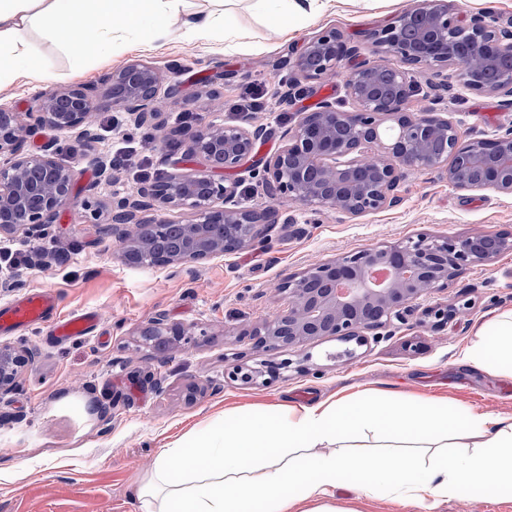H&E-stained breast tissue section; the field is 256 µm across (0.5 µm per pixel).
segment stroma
Wrapping results in <instances>:
<instances>
[{
    "label": "stroma",
    "instance_id": "stroma-1",
    "mask_svg": "<svg viewBox=\"0 0 512 512\" xmlns=\"http://www.w3.org/2000/svg\"><path fill=\"white\" fill-rule=\"evenodd\" d=\"M414 4L340 0L337 7L297 21L285 44L249 0H234L229 9L249 32L250 48L227 53L212 41L178 37L147 48L129 40L117 44L111 57H90L80 66L68 48L31 28L24 34L25 46L48 77H18L0 86V101L23 112L39 93L76 86L92 87L101 100L108 94L106 76L139 61L157 68L166 83L180 86V98L170 100L166 111L190 110L203 120L219 116L230 121L234 115L225 111V103L237 99L250 81H261L268 90V109L253 113L249 122L265 128L266 137L238 169L224 174L225 183L236 186L239 207L261 209L268 201L254 171L284 145L285 132L301 113L325 100L346 110L353 107L345 84L353 66L349 60L304 95L283 102L284 84L292 78L285 61L288 48H301L327 28L336 29L345 41H358ZM448 75L450 90L439 110L462 138H494L512 129V106L498 95L463 88L456 68H449ZM113 114L109 106L91 112L98 134L92 143L46 127L25 142L29 151L55 142L59 160L74 170V198L44 232L0 241V302L51 287L62 296L63 313L93 310L100 324L98 336L59 345L48 341L43 327L0 333V342L35 353L21 371L17 389L0 397V512H135L132 489L151 472L158 452L193 443L231 421L236 411L260 417L281 404L382 389L408 398H442L455 410L512 415V378L492 375L465 358L477 329L512 309V250L491 264L468 267L448 289L427 296L430 304L461 295L472 302L469 313L443 331H431L415 314L407 322L394 320L375 330L350 358L342 354L343 343L333 338L268 352V359L291 362L271 386L241 387L224 380L225 365L253 360L247 332L282 308L284 301L273 286L284 273L420 231L512 235V196L492 188L463 191L439 172L408 170L396 206L355 219L328 208L297 207L269 226L266 247L189 263L179 271L140 268L124 263L118 241L106 231V217L91 218L82 200L92 194L106 204L142 180L191 174L199 165L185 149H168L175 127L165 120L155 124L154 142L137 148L142 170H114L101 177L113 144L132 129L127 123L114 133ZM50 239L56 246L49 250L46 266L15 265L1 258L5 252L32 255ZM159 313L175 323L205 324L209 334L164 357L138 347L137 329ZM416 342L422 349L415 353L410 346ZM146 372L161 380L162 392L143 380ZM194 382L201 391L190 402L186 389Z\"/></svg>",
    "mask_w": 512,
    "mask_h": 512
}]
</instances>
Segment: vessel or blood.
<instances>
[{"instance_id": "b4317fda", "label": "vessel or blood", "mask_w": 512, "mask_h": 512, "mask_svg": "<svg viewBox=\"0 0 512 512\" xmlns=\"http://www.w3.org/2000/svg\"><path fill=\"white\" fill-rule=\"evenodd\" d=\"M98 321L99 316L93 311L61 314L60 296L51 288L32 290L0 303V330L4 332L46 324L55 340L66 342L93 333Z\"/></svg>"}]
</instances>
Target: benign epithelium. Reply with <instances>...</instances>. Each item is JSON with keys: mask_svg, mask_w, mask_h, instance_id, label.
I'll return each instance as SVG.
<instances>
[{"mask_svg": "<svg viewBox=\"0 0 512 512\" xmlns=\"http://www.w3.org/2000/svg\"><path fill=\"white\" fill-rule=\"evenodd\" d=\"M369 57L349 73L346 88L355 108L346 111L332 101L302 114L284 138L286 143L262 166L258 181L274 203L262 211L233 204L234 193L215 175L232 171L249 157L265 135L262 127L242 122L207 121L178 131L187 152L202 170L172 174L112 197V235L122 244L125 263L137 267L179 268L222 257L265 242L264 225L275 222L282 206L331 207L350 218L379 211L398 202L396 190L406 169L440 170L460 190L494 188L512 194V132L499 137L464 140L448 118L429 108L410 112L414 97L407 68L460 67L467 88L507 98L512 103V70L490 81L500 57L512 56V32L500 29L481 13L463 21L446 0H417L393 22L366 36L365 46L346 43L336 30L320 32L292 56V67L308 83L335 71L346 58ZM398 66H386L388 57ZM153 66L133 62L112 73L109 99L138 127L155 123L168 99L179 96L163 86ZM97 104L91 89L75 87L41 93L25 112L0 104V238L31 235L53 224L61 206L72 200L73 170L62 164L57 148L45 144L24 151L26 137L43 127L97 139L88 124ZM393 121L399 136L393 143L378 139L377 128ZM224 201L221 207L217 200ZM184 210L191 220L179 225L174 247L158 244L169 227L158 214ZM512 248L500 235L455 237L419 232L396 244L347 253L336 259L284 275L275 285L287 306L253 331L259 359L224 369L227 382L243 387L270 386L290 362L263 359V354L302 347L323 337L358 345L364 332L391 319L406 321L418 300L448 287L463 269L490 263ZM436 303L422 310L423 321L442 328L468 309ZM198 326L171 323L159 313L137 330L138 346L150 351L178 346L188 336H205ZM33 353L0 343V396L17 387L22 367Z\"/></svg>", "mask_w": 512, "mask_h": 512, "instance_id": "7a95c632", "label": "benign epithelium"}]
</instances>
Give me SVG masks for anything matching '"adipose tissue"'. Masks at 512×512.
I'll use <instances>...</instances> for the list:
<instances>
[{"mask_svg": "<svg viewBox=\"0 0 512 512\" xmlns=\"http://www.w3.org/2000/svg\"><path fill=\"white\" fill-rule=\"evenodd\" d=\"M186 0H0V83L41 75L22 33L38 28L75 48L105 56L129 38L151 46L173 34L213 39L238 50L246 32L225 10L183 16ZM281 33L293 18L336 0H252ZM467 359L512 377V310L477 331ZM381 494L433 512L460 492L493 490L512 499V416L446 401L374 390L313 405L285 404L263 425L246 416L212 432L204 445L162 449L133 493L140 512H355L336 491Z\"/></svg>", "mask_w": 512, "mask_h": 512, "instance_id": "ef3b65f1", "label": "adipose tissue"}]
</instances>
